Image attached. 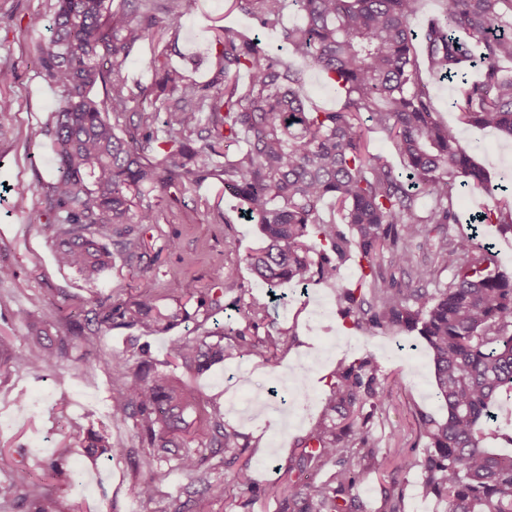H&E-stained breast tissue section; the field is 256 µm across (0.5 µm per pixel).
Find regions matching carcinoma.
Here are the masks:
<instances>
[{"label":"carcinoma","instance_id":"1","mask_svg":"<svg viewBox=\"0 0 512 512\" xmlns=\"http://www.w3.org/2000/svg\"><path fill=\"white\" fill-rule=\"evenodd\" d=\"M112 2L54 0L51 35L37 49L42 74L64 93L47 185L58 212V264L96 285L112 267L100 237H115L133 259L140 225L163 219L160 202L169 188L217 179L240 201L241 214L260 225L262 245L243 258L258 281L269 288L328 285L354 325L416 331L426 341L435 397L447 416L422 417L425 454L399 465L422 471V495L442 503V512H512V453L490 447L497 440L512 445V433L493 425L495 407L512 401V274L491 268L492 245L453 229L460 223L459 185L493 199L474 222L512 235V185L491 183L457 128L440 118L429 90L433 81L455 83L459 122L512 136V0H438V11L417 30L411 20L423 0H227L229 11L278 33L291 56L323 72L340 95L334 108L307 105L302 70L251 33L223 25L214 28L212 74L199 82L171 62L186 0ZM289 10L300 23L284 24ZM143 44L150 48L148 85L125 74ZM14 79L0 69V128L14 112L1 89ZM159 112L166 114L161 140L152 133ZM373 131L387 136L399 165L372 152ZM327 198L335 209L328 218L321 210ZM349 261L359 269L353 286L339 279ZM157 300L153 279L144 275L136 297L95 319L110 326L117 315L164 330L174 316ZM239 313L224 337L177 339L170 356L200 372L224 360L228 339L241 356L273 359L287 333L253 339L267 303L252 296ZM67 348V338L32 324L21 350L0 353V368L18 364L71 378L75 369L62 364ZM112 377L119 383L112 418L133 421L147 448L135 488L143 512H184L188 504L204 512L206 501L223 498L224 482L207 479L200 449L236 459L243 446L217 406L154 372L147 360L130 368L115 356ZM386 396L371 359L339 364L324 417L301 443L298 466L311 481L299 484L290 466L263 496L282 502L284 512H364L356 488L377 457L370 422ZM80 446L105 458L131 453L97 431ZM169 456L188 480L184 502L165 501L161 459ZM330 463L335 471L317 479ZM21 491L33 498V512H61L59 500L22 467L0 482V508Z\"/></svg>","mask_w":512,"mask_h":512}]
</instances>
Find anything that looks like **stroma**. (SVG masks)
Here are the masks:
<instances>
[{
	"instance_id": "1",
	"label": "stroma",
	"mask_w": 512,
	"mask_h": 512,
	"mask_svg": "<svg viewBox=\"0 0 512 512\" xmlns=\"http://www.w3.org/2000/svg\"><path fill=\"white\" fill-rule=\"evenodd\" d=\"M48 3L0 0V68L15 75L9 90L15 110L0 129V264L16 272L14 279L0 281V342L14 351L21 348L27 328L14 319L20 309L54 333L67 334L76 322L84 330L72 338L69 349L68 362L78 368L74 378L61 383L51 373L18 365L0 372V482L24 467L35 483L58 498L62 512H143L134 493L143 472L134 460L145 447L132 422L113 420L111 414L116 385L109 356L115 353L131 366L150 360L158 372L195 388L218 405L225 424L246 444L257 494L249 496L236 487V466L225 463L223 454H207V477L224 483L223 498L211 501L207 512H281L278 501L261 495V487L279 478L297 444L321 417L338 364L367 356L377 364L388 397L373 418L381 467L364 474L358 486L366 512H386L385 497L396 482L405 487V512H441L434 498L420 494V470L397 469L400 459L424 455L421 416L439 419L446 414L434 396L432 354L417 332L372 333L345 316L335 289L313 285L301 295L285 284L257 330L261 339L287 332L288 340L273 360L242 357L230 349L223 362L201 373L171 363L172 340L221 334L237 320L240 298L267 294L243 262L261 243L259 227L240 218L237 199L217 180L205 179L186 192L170 190L165 220L142 230L140 258L114 252L111 270L96 286L58 265L55 212L46 184L55 166L51 121L63 92L41 73L34 56L47 28L27 26L29 16L47 12ZM218 17L225 25L259 32L270 48L279 44L277 34L260 30L250 16L225 14L224 0H188L172 61L197 80H207L212 67L210 27ZM460 133L492 182L512 178L511 139L467 125ZM20 194L27 200L23 210L14 205ZM30 207L43 212V223H29ZM229 267L236 279L227 285L217 273ZM145 273L156 283L161 309L177 316L169 331L154 333L118 319L108 327L94 323L97 306L131 300ZM213 291L222 293V308L211 307ZM289 360L302 372L303 394L297 398L291 394V378L280 372ZM21 399L26 402L22 409L17 406ZM90 430L106 432L113 442L132 449V456H86L77 443ZM63 442L74 451L59 461L55 450Z\"/></svg>"
}]
</instances>
